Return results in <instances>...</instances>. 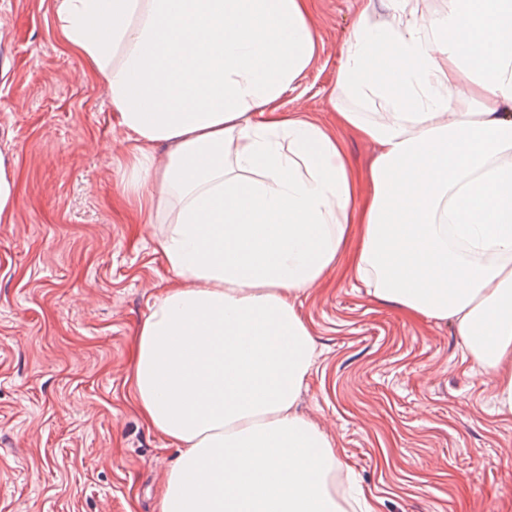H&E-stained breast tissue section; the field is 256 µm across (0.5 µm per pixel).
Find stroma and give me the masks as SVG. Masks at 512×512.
Instances as JSON below:
<instances>
[{
  "label": "stroma",
  "instance_id": "obj_1",
  "mask_svg": "<svg viewBox=\"0 0 512 512\" xmlns=\"http://www.w3.org/2000/svg\"><path fill=\"white\" fill-rule=\"evenodd\" d=\"M355 0H318L314 66L284 94L330 120ZM126 135L64 51L53 0H0V512H158L176 450L142 421L133 338L174 281L151 224L113 207ZM317 357L297 409L343 448L380 512H512V416L445 321L369 299L347 263L301 297ZM17 205V187L14 171L0 156V223L14 221Z\"/></svg>",
  "mask_w": 512,
  "mask_h": 512
}]
</instances>
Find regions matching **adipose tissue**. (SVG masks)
<instances>
[{
	"label": "adipose tissue",
	"instance_id": "ef3b65f1",
	"mask_svg": "<svg viewBox=\"0 0 512 512\" xmlns=\"http://www.w3.org/2000/svg\"><path fill=\"white\" fill-rule=\"evenodd\" d=\"M409 2L359 0L329 123L279 107L317 59V0L53 2L175 276L130 374L177 450L160 512H346L342 452L296 408L317 353L297 303L353 232L372 300L449 322L512 415V0ZM344 130L374 149L362 175Z\"/></svg>",
	"mask_w": 512,
	"mask_h": 512
}]
</instances>
